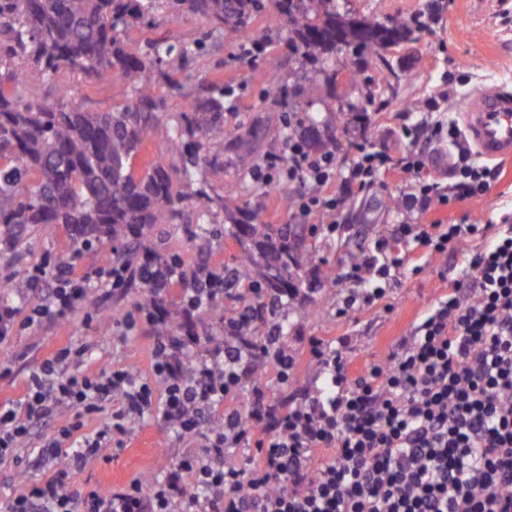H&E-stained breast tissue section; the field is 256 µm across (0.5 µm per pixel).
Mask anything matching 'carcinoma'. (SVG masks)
Listing matches in <instances>:
<instances>
[{"instance_id":"carcinoma-1","label":"carcinoma","mask_w":512,"mask_h":512,"mask_svg":"<svg viewBox=\"0 0 512 512\" xmlns=\"http://www.w3.org/2000/svg\"><path fill=\"white\" fill-rule=\"evenodd\" d=\"M336 0H0V242L16 252L30 229L68 226L85 245L105 240L142 244L159 224H171L178 211L195 205L207 213L221 211L228 232L241 243L235 259L236 277L255 280L268 292L292 296L300 288L302 262L314 253L302 251L297 224H261L240 207L230 208L234 190L211 195L198 191L176 198L172 177L192 179V169L157 156L142 174L132 162L149 142L164 107L156 86L147 78L164 58L176 53L194 56L202 41L165 36L145 51L125 50L122 34L134 25L150 27L157 12L178 17L193 14L209 26L216 40L235 38L251 21L273 9L288 30L295 51L310 64L324 55L357 51L365 68L391 69L380 51L414 39L419 27L396 23L388 28L365 23L361 34L339 42ZM54 76L77 70L92 79L107 74L120 78L129 91L121 108L87 112L67 89L54 101L25 95L29 74ZM348 80L365 83V103L375 91L364 68ZM224 86L201 80L186 100L174 127L171 148L195 145L204 152L224 148Z\"/></svg>"}]
</instances>
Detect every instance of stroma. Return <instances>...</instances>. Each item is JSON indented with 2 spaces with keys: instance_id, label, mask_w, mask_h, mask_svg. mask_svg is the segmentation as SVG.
Segmentation results:
<instances>
[{
  "instance_id": "35a3bbf8",
  "label": "stroma",
  "mask_w": 512,
  "mask_h": 512,
  "mask_svg": "<svg viewBox=\"0 0 512 512\" xmlns=\"http://www.w3.org/2000/svg\"><path fill=\"white\" fill-rule=\"evenodd\" d=\"M447 2L448 9L442 12L439 22L418 33L416 40L387 51L386 56L393 63L392 71L369 70L368 76L374 81L380 98L379 104L369 107L363 101V86L349 83L344 75L345 70L360 64L359 56L346 52L325 58L323 73L313 74L310 67L301 64L288 43L287 32L271 13L256 19L236 39L209 42L204 51L186 60L176 55L166 58L161 69L168 78L159 84L166 108L159 115L151 142L134 162L136 170H143L151 158L167 151L177 115L187 96L199 78H207L232 90L224 103L225 133L237 136L243 125L254 122L262 126L265 134L249 147L234 146L209 154L195 170L192 181L176 182V189L183 193L203 189L220 194L232 187L236 190V202L246 205L260 223H290L291 211L282 206L281 199L299 192V185L287 183L275 171L265 183L250 177L254 166L280 151L289 113L300 112L321 120L329 137L328 149L335 151L339 158L347 159L352 153L351 132L357 126V116L363 114L370 117L366 133L372 141L387 145L396 153L406 150L410 142L390 129V113L425 112L427 99L434 95L445 76H452L458 82L455 93L442 106L444 117L454 120L461 117L460 107L468 87L496 83L512 89V30L504 29L500 18L503 9L512 10V0ZM337 4L340 10L386 22L408 21L419 16L426 11L428 0H337ZM205 29L202 18L191 15L172 18L161 12L153 28H129L126 41L131 50L140 51L149 40L171 32L199 38ZM257 31L269 37L264 54L255 60L242 59L241 45L249 43ZM334 70L339 76L332 83L326 80L325 74ZM275 73L282 78L285 94L281 99L263 102V89ZM63 85L75 88L84 109L89 112L118 107L127 101V88L119 78L110 76L91 81L81 73L68 70L51 78L34 72L29 94L52 100ZM501 166L500 178L491 182L487 193L461 205L459 214L484 223H496L503 212L512 210V159L502 161ZM409 189V180L387 176L383 186L351 197L344 211V223L336 234H328L321 225H314L312 235L305 238L306 246L312 248L317 260L343 263L374 241L378 226L393 223L396 207ZM224 228L222 216L202 218L197 212L185 210L175 223L156 226L145 244L180 253L190 266L208 262L230 268L235 263L239 244ZM114 247V242L109 241L89 250L79 248L67 227L58 224L45 232L33 231L27 244L17 251L10 268L21 271L42 266L51 276L56 265L66 264L75 274L84 275L108 258ZM141 290L138 281H131L127 293L106 302L91 323H84L82 314L78 313L47 330L17 331L11 341L0 344V366L11 369L9 376H0V398H20L37 361L69 342L87 338L97 343L87 359L89 370L131 364L142 374H149L151 339L135 330L120 341L112 331L113 318L131 309ZM440 292L436 276L427 272L418 276L406 273L393 285L387 299L388 309L353 312L341 318L336 313L340 291L329 287L313 296L317 316H306L308 304L295 302L289 319L280 324L281 334L289 348L300 353L305 351L312 337L329 342L343 340L344 353L360 367L378 360L384 342L404 333L416 313ZM183 448V442L174 432L157 416L149 415L136 427L126 448L111 455L109 460L99 461L76 474L74 480L79 485L109 489L135 475L159 473Z\"/></svg>"
}]
</instances>
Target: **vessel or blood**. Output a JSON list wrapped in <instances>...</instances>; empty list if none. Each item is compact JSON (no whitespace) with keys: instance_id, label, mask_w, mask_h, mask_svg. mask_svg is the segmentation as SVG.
Returning a JSON list of instances; mask_svg holds the SVG:
<instances>
[{"instance_id":"1","label":"vessel or blood","mask_w":512,"mask_h":512,"mask_svg":"<svg viewBox=\"0 0 512 512\" xmlns=\"http://www.w3.org/2000/svg\"><path fill=\"white\" fill-rule=\"evenodd\" d=\"M463 134L487 160L512 159V91L485 85L466 99Z\"/></svg>"}]
</instances>
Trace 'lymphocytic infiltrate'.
I'll list each match as a JSON object with an SVG mask.
<instances>
[{"label":"lymphocytic infiltrate","instance_id":"lymphocytic-infiltrate-1","mask_svg":"<svg viewBox=\"0 0 512 512\" xmlns=\"http://www.w3.org/2000/svg\"><path fill=\"white\" fill-rule=\"evenodd\" d=\"M407 118L392 115L405 136L453 146L447 181L428 176L425 149L395 154L365 136L339 166L334 152L312 151L294 124L281 154L251 173L263 182L276 169L300 184L294 220L321 215L330 234L350 196L390 174L411 178L392 229L340 264L341 314L378 307L403 270L420 275L431 259L458 254L462 269L455 278L439 272L445 293L379 361L352 371L342 350L317 339L298 356L279 336L282 298L230 271L187 268L177 254L145 247L134 260L115 254L82 276L58 268L37 303L0 302V343L18 329L99 309L135 280L146 298L113 325L151 332V372L119 364L89 371L86 343L38 362L23 398L0 402V466L48 475L22 485L0 512H512V212L496 224L443 220L485 195L500 171L474 161L456 126H410ZM177 281L185 288L173 310L166 298ZM230 292L261 298L263 314L242 309L198 331L199 314ZM304 362L316 372V389L300 384ZM268 368L286 396H270L262 381ZM107 404L108 422L87 430ZM150 414L179 438L201 441V451L176 457L160 478L139 475L109 492L75 487L77 472L125 448ZM43 426L54 427L52 438L36 437ZM247 443L255 454L243 463L234 450Z\"/></svg>","mask_w":512,"mask_h":512}]
</instances>
